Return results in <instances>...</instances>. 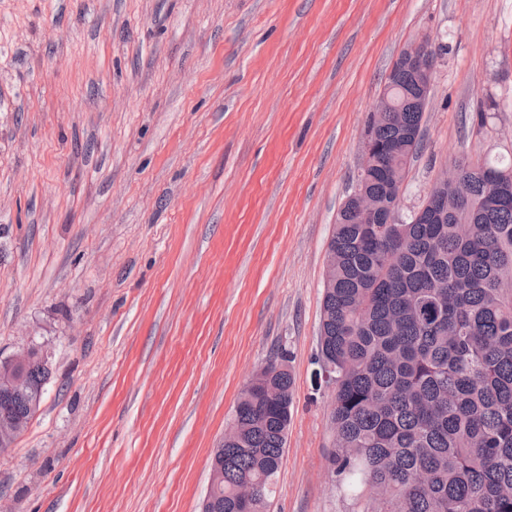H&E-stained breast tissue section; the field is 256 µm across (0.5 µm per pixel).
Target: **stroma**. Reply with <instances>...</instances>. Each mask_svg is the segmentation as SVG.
I'll return each mask as SVG.
<instances>
[{
	"label": "stroma",
	"instance_id": "35a3bbf8",
	"mask_svg": "<svg viewBox=\"0 0 512 512\" xmlns=\"http://www.w3.org/2000/svg\"><path fill=\"white\" fill-rule=\"evenodd\" d=\"M439 47L407 218L512 163V0H0V362L44 353L0 512H198L287 351L268 512H361L314 384L327 247L401 53ZM457 174H458V165L453 163L450 165V167L448 169H446L441 177L439 178V180L437 181V183L435 184V186L432 188L431 192L429 193V196H428V204L426 206H424L423 208H420L419 211H418V216H422L423 213L425 212L426 208H429V209H434L438 206H445L446 203H447V199L445 196L441 195V194H438L436 193L433 189L434 188H438V187H442L443 184L447 181L453 183L456 185V182H457Z\"/></svg>",
	"mask_w": 512,
	"mask_h": 512
}]
</instances>
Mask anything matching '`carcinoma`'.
<instances>
[{"label":"carcinoma","instance_id":"cac0c4a2","mask_svg":"<svg viewBox=\"0 0 512 512\" xmlns=\"http://www.w3.org/2000/svg\"><path fill=\"white\" fill-rule=\"evenodd\" d=\"M413 74L388 79L392 119L375 123L376 164L357 175L389 202L420 149ZM448 208L423 223L365 224L339 211L324 287L319 361L335 377L333 473L363 512H512V166L460 162ZM0 389L29 421L48 364ZM292 373L241 394L215 449L201 512H266L287 442ZM258 488L247 498L243 489Z\"/></svg>","mask_w":512,"mask_h":512}]
</instances>
